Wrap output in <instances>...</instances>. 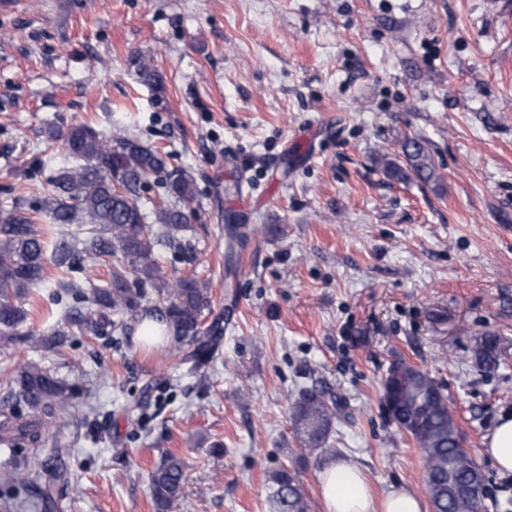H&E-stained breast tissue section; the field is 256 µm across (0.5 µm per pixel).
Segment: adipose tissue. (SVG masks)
Here are the masks:
<instances>
[{
    "instance_id": "obj_1",
    "label": "adipose tissue",
    "mask_w": 512,
    "mask_h": 512,
    "mask_svg": "<svg viewBox=\"0 0 512 512\" xmlns=\"http://www.w3.org/2000/svg\"><path fill=\"white\" fill-rule=\"evenodd\" d=\"M318 490L324 512H422L419 493L407 486L391 489L376 502L359 466L349 461L325 462Z\"/></svg>"
}]
</instances>
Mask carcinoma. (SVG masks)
<instances>
[{
    "label": "carcinoma",
    "instance_id": "1",
    "mask_svg": "<svg viewBox=\"0 0 512 512\" xmlns=\"http://www.w3.org/2000/svg\"><path fill=\"white\" fill-rule=\"evenodd\" d=\"M142 80L160 84L151 59H134ZM63 142L71 162L51 169L30 198L15 197L0 207V348L25 344L38 348L48 338L37 334L29 312L17 301L52 282L51 301L64 309L65 322L51 335L129 337L134 326L153 335L172 337L171 351L180 362L201 369L221 356L224 318L204 325L211 311L208 283L194 276L169 279L156 259L158 247L178 249L188 223L195 185L190 175L169 169L172 154L144 145L126 134H107L80 123L68 128ZM401 162L381 159L384 173L398 182L437 178L433 159L421 140L400 141ZM162 188L163 199L145 208L140 191L149 180ZM50 224L38 229L35 217ZM163 228L160 235L148 223ZM225 294L236 293L243 234L235 215L224 211ZM120 257L111 263L114 257ZM112 264L101 282L91 274L97 264ZM166 302L159 310L152 296ZM503 339L492 332L475 337L470 361L494 371L505 363ZM8 396L0 401V485L33 483L29 463L46 447L65 416L71 415L78 390L49 368L27 361L8 377ZM383 392L394 401L393 421L408 433L421 453V468L431 512H484L480 468L471 453L458 448L456 423L448 414L443 384L428 371L399 359L383 379ZM294 431L309 452L334 454L326 447L333 427L345 416L336 396L316 387H300L290 395ZM184 466L167 453L151 472L150 494L156 512H167L180 495ZM66 473L46 464L36 497L50 502ZM267 512H310L296 474L282 468L272 476Z\"/></svg>",
    "mask_w": 512,
    "mask_h": 512
}]
</instances>
